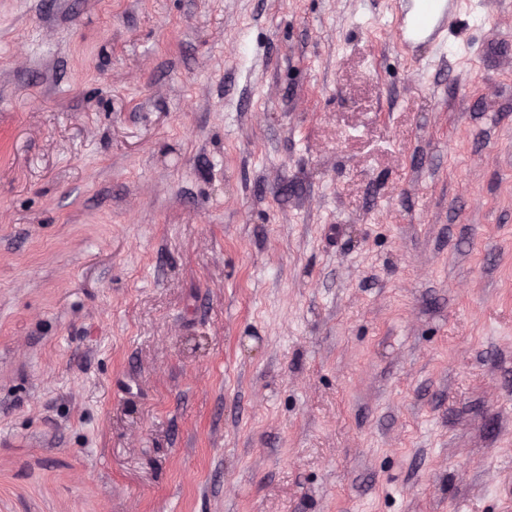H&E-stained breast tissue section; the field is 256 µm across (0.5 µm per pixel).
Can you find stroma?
<instances>
[{
  "label": "stroma",
  "instance_id": "stroma-1",
  "mask_svg": "<svg viewBox=\"0 0 512 512\" xmlns=\"http://www.w3.org/2000/svg\"><path fill=\"white\" fill-rule=\"evenodd\" d=\"M0 0V512H512V0ZM410 16L402 13L399 18L401 46L408 49L421 42L437 44L448 19L460 0H412Z\"/></svg>",
  "mask_w": 512,
  "mask_h": 512
}]
</instances>
